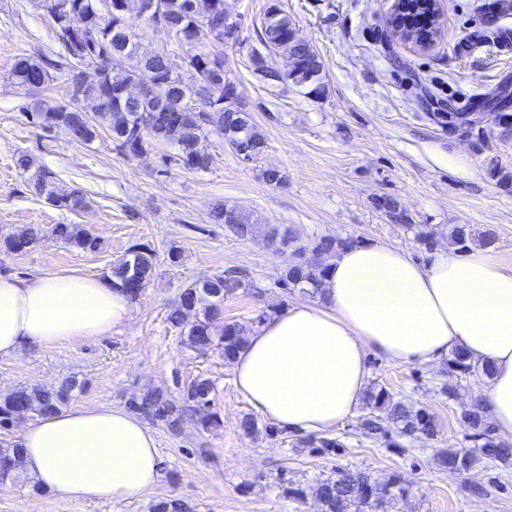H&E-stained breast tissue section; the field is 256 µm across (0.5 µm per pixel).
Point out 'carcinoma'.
Here are the masks:
<instances>
[{
    "mask_svg": "<svg viewBox=\"0 0 512 512\" xmlns=\"http://www.w3.org/2000/svg\"><path fill=\"white\" fill-rule=\"evenodd\" d=\"M100 0H70L71 15L65 22L54 23L56 47L35 57L24 56L16 60L11 70L12 82L23 91L22 111L31 118V124L43 130L56 126H68L77 133L78 141L91 143L101 132L112 139L114 148L125 156H139L150 151L158 142H169L176 147L170 160L185 171L206 172L212 159L199 158L195 143L206 133L222 135L237 154L249 159L263 152L265 140L257 127L250 122L247 112L231 109L212 117L205 112H172L183 98H191L203 89L208 75L224 69V54L221 50H210L208 45L196 44L192 40L193 28L198 20L214 13L224 12V0H177V14L173 21L179 26L182 37L174 46L190 48L193 52L192 67L188 77L179 74L171 76L161 58H146L145 68L152 67L159 73L161 86L157 100L151 104L155 111L148 113L146 123L137 124L135 106L111 107L95 115L94 121L86 119L77 111L79 104L94 102L105 94L112 95L131 79L137 78L138 71L121 64L109 69L99 67L98 58L104 49H112V57L119 58L135 51L133 40L139 39L136 24L118 14L106 18L99 9ZM437 7L430 3L405 4L402 9L389 15V22L406 25V31L421 41L430 42L435 33V12ZM258 39L265 50L272 51L277 44L293 41L298 49L297 67L287 73L268 74L273 81L283 79L311 85L310 92L324 90L323 66L319 55L304 40L298 37L294 20L278 7L266 11L259 28ZM65 77L70 83L74 75L81 78L80 88L66 92L67 100L55 106L45 104L41 92L53 80V74ZM15 165L28 174L30 192L45 204L60 210L77 212L86 207L83 190L60 187L54 175L39 165L31 154L20 152ZM214 223L222 224L240 237L252 235L258 225L249 222L248 217L235 208L223 204L216 206L212 213ZM52 234L63 243L84 252L95 253L100 244L96 236L80 224H55ZM269 246L274 248L291 245L293 238L278 224H266L262 229ZM37 231L26 226L0 240V253L25 251L36 239ZM450 236L459 249L465 251L478 242L487 247L495 244L494 235L485 231L476 235L467 224H458L451 229ZM350 237L323 236L314 243L312 250L322 255L319 263L307 261L289 265L281 278L284 286L299 289L315 297L321 293L328 272L327 260L337 251L351 245ZM156 265V251L144 244H134L128 249L127 257L112 265V278L120 282L127 294L138 298L151 281ZM252 283L238 275L216 274L206 276L181 290L169 309L167 321L178 330L185 344L195 352L205 355L213 347L221 348L224 360L233 359L243 348L245 333L241 326L231 323L216 330L215 322L221 314L224 296L236 291L251 290ZM192 314L193 321H185L186 314ZM448 368L465 377L473 375L491 376V369L473 366L465 354L452 353ZM76 381L68 380L56 388L40 385H26L0 394V429L31 416L57 413L70 399ZM215 383L208 377L198 376L186 384L180 400L172 399L161 388L148 389L128 401V409L151 422H159L168 430L181 429L186 416L193 417L201 434L211 432L220 426V418L212 411ZM368 405L371 414L363 420V435L374 436L384 432L382 422L393 424L398 432L407 437L431 439L436 436L437 423L426 410L413 409L402 400L394 399L383 389L369 393ZM459 423L469 431L473 442L471 449L440 450L435 455L437 466L452 471H464L484 462L512 463V447L499 443L491 435L486 421V406L481 393H473L470 402L460 407ZM23 469L21 451L8 443L0 446V484L12 482ZM410 485L399 477L385 484L377 483L362 472L345 473L336 479H322L307 489L295 492L298 498L312 496L324 507V512H376L387 499L402 498ZM150 512H191L190 505L174 496L157 499Z\"/></svg>",
    "mask_w": 512,
    "mask_h": 512,
    "instance_id": "1",
    "label": "carcinoma"
}]
</instances>
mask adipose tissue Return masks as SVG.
Here are the masks:
<instances>
[{
  "mask_svg": "<svg viewBox=\"0 0 512 512\" xmlns=\"http://www.w3.org/2000/svg\"><path fill=\"white\" fill-rule=\"evenodd\" d=\"M132 310L109 278L0 277V357L104 335ZM454 351L490 366L487 411L511 439L512 266L486 247L442 250L425 266L400 247L365 242L336 253L316 299L295 301L248 333L231 369L236 392L263 418L325 433L360 404L369 353L435 365ZM15 443L32 484L83 501L142 494L163 467L154 432L108 405L40 417Z\"/></svg>",
  "mask_w": 512,
  "mask_h": 512,
  "instance_id": "ef3b65f1",
  "label": "adipose tissue"
}]
</instances>
